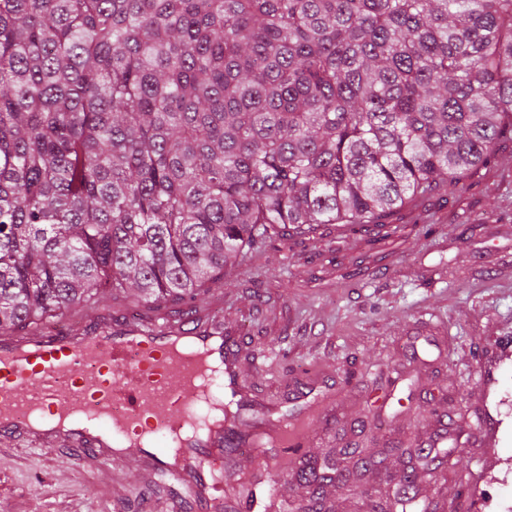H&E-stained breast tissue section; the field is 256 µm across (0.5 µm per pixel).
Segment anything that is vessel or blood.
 I'll list each match as a JSON object with an SVG mask.
<instances>
[{
	"label": "vessel or blood",
	"mask_w": 512,
	"mask_h": 512,
	"mask_svg": "<svg viewBox=\"0 0 512 512\" xmlns=\"http://www.w3.org/2000/svg\"><path fill=\"white\" fill-rule=\"evenodd\" d=\"M235 337L198 307L193 325L122 318L105 310L67 329L0 334V439L79 451V468L132 462L144 477L187 482L190 512H224L214 482L235 445L252 465L267 446L298 451L305 422L266 421L247 432L224 420L226 403L250 398ZM221 381L222 396L211 385Z\"/></svg>",
	"instance_id": "b4317fda"
}]
</instances>
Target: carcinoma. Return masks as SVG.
Segmentation results:
<instances>
[{
  "label": "carcinoma",
  "mask_w": 512,
  "mask_h": 512,
  "mask_svg": "<svg viewBox=\"0 0 512 512\" xmlns=\"http://www.w3.org/2000/svg\"><path fill=\"white\" fill-rule=\"evenodd\" d=\"M505 136L512 0H0V331L167 315L257 242L455 194ZM292 480L329 512L350 477Z\"/></svg>",
  "instance_id": "carcinoma-1"
}]
</instances>
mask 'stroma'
Listing matches in <instances>:
<instances>
[{"label": "stroma", "instance_id": "obj_1", "mask_svg": "<svg viewBox=\"0 0 512 512\" xmlns=\"http://www.w3.org/2000/svg\"><path fill=\"white\" fill-rule=\"evenodd\" d=\"M375 226L344 233L321 225L247 249L221 286L197 299L215 304L224 330L238 338L242 381L255 403L248 423L290 419L307 405L304 455L341 454L360 486L336 484L331 512H381L392 475L407 463L392 446L415 447L448 421L447 463L422 470L429 512L457 502L459 512L512 506V140L455 195L445 190L407 203ZM432 412L417 417L419 405ZM365 432H358L359 424ZM483 430L492 444L471 440ZM382 459L363 471L345 441ZM283 449L266 450L252 512H287L295 488ZM69 448L0 443V512H168L160 495L142 498L132 465L77 469ZM479 486L462 491L470 472Z\"/></svg>", "mask_w": 512, "mask_h": 512}]
</instances>
